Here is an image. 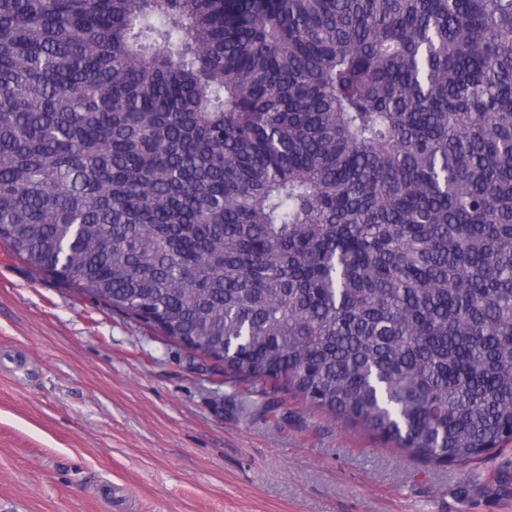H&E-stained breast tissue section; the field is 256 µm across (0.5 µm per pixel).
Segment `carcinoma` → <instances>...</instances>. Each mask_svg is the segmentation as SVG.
Wrapping results in <instances>:
<instances>
[{
    "mask_svg": "<svg viewBox=\"0 0 512 512\" xmlns=\"http://www.w3.org/2000/svg\"><path fill=\"white\" fill-rule=\"evenodd\" d=\"M0 242L425 464L512 442V0H0Z\"/></svg>",
    "mask_w": 512,
    "mask_h": 512,
    "instance_id": "carcinoma-1",
    "label": "carcinoma"
}]
</instances>
